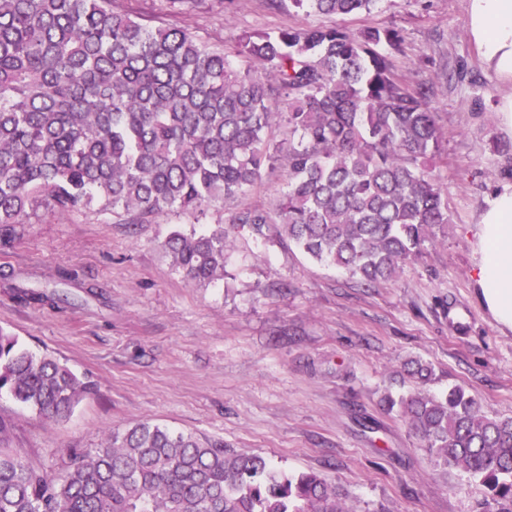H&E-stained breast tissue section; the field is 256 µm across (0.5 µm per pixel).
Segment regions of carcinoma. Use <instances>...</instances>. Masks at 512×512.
Instances as JSON below:
<instances>
[{
	"label": "carcinoma",
	"mask_w": 512,
	"mask_h": 512,
	"mask_svg": "<svg viewBox=\"0 0 512 512\" xmlns=\"http://www.w3.org/2000/svg\"><path fill=\"white\" fill-rule=\"evenodd\" d=\"M376 0H291L311 15L369 12ZM0 0V231L44 214L110 213L121 224L202 215L244 195L266 166L288 173L273 210L225 223L282 226L310 259L366 286L388 281L452 223L433 171L441 132L431 84H408L391 27H290L244 36L233 53L173 21L224 0ZM285 107L288 143L269 129ZM233 240L174 231L163 248L197 286L224 276ZM25 304L66 293L16 289ZM54 421L88 385L0 329V391ZM400 410L438 464L512 512V418L461 387L422 389ZM0 512H349L315 473L275 472L257 454L142 423L75 450L59 473L0 450Z\"/></svg>",
	"instance_id": "1"
}]
</instances>
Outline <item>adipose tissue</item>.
Instances as JSON below:
<instances>
[{"instance_id": "ef3b65f1", "label": "adipose tissue", "mask_w": 512, "mask_h": 512, "mask_svg": "<svg viewBox=\"0 0 512 512\" xmlns=\"http://www.w3.org/2000/svg\"><path fill=\"white\" fill-rule=\"evenodd\" d=\"M467 14L485 67L509 88L496 119L499 129L512 135V0H467ZM476 239L480 259L475 286L494 320L512 330V185L486 197Z\"/></svg>"}]
</instances>
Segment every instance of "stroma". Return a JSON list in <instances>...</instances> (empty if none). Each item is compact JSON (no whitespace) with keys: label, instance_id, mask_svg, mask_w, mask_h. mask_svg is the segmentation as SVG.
Here are the masks:
<instances>
[{"label":"stroma","instance_id":"35a3bbf8","mask_svg":"<svg viewBox=\"0 0 512 512\" xmlns=\"http://www.w3.org/2000/svg\"><path fill=\"white\" fill-rule=\"evenodd\" d=\"M181 22L230 52L244 35L324 19L232 0ZM343 25L401 29L396 72L435 88V172L452 215L445 235L369 288L308 261L280 225L225 227L222 204L201 220L116 224L91 211L13 225L0 238V329L94 392L60 422L0 395V448L58 472L70 449L151 422L261 455L280 472H316L350 512H480L484 487L437 466L383 398L421 386L405 368L417 358L434 368L427 390L457 385L484 413L512 417V331L474 286L478 214L487 195L512 184V136L495 119L501 89L469 34L467 0H378ZM195 228H224L234 241L223 280L207 287L177 273L162 248L172 231ZM15 284L63 289L73 303L20 304Z\"/></svg>","mask_w":512,"mask_h":512}]
</instances>
